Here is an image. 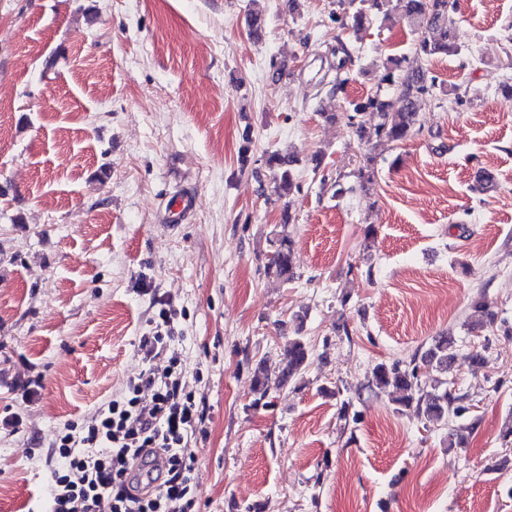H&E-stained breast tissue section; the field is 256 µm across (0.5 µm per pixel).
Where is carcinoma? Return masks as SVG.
I'll use <instances>...</instances> for the list:
<instances>
[{"label": "carcinoma", "mask_w": 512, "mask_h": 512, "mask_svg": "<svg viewBox=\"0 0 512 512\" xmlns=\"http://www.w3.org/2000/svg\"><path fill=\"white\" fill-rule=\"evenodd\" d=\"M367 1L376 12L386 16L399 15L409 23L415 35L416 54L433 58L460 52L455 36V7L449 5V0H349V6L353 8L352 19L357 27L368 21ZM436 88V79H428L420 72H409L397 85L395 102L381 101L375 97L367 99L366 107L377 111L381 117V122L368 133V137L374 136L388 143H401L412 138L416 134V100ZM272 243L273 251L269 254L267 271L285 282L293 280L294 251L287 230H280ZM473 317L476 326L493 320V313L482 296L474 301ZM454 347L452 337L438 336L430 349L421 355L414 354L405 367L398 362L378 363L371 370L368 387L388 389L395 393V410L398 412L414 405L423 411L428 421L436 425L455 423L461 429V421L469 413L465 397L438 385L431 391H425L418 384L421 368L448 369ZM307 361L308 350L302 338L295 336L289 339L276 387L282 388L294 380Z\"/></svg>", "instance_id": "obj_1"}]
</instances>
